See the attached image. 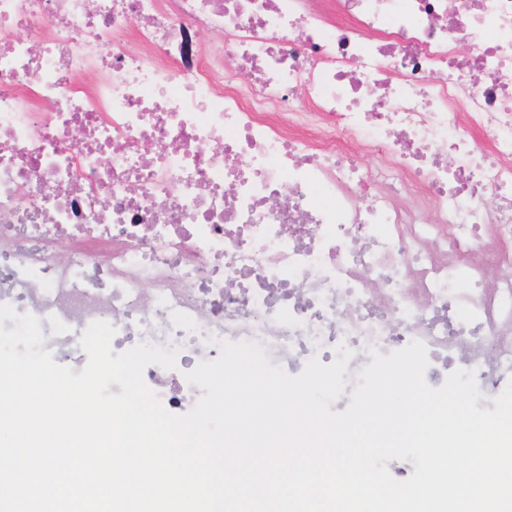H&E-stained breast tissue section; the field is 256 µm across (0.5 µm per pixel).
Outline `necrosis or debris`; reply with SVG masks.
<instances>
[{
	"label": "necrosis or debris",
	"mask_w": 512,
	"mask_h": 512,
	"mask_svg": "<svg viewBox=\"0 0 512 512\" xmlns=\"http://www.w3.org/2000/svg\"><path fill=\"white\" fill-rule=\"evenodd\" d=\"M330 2L0 0V305L43 349L81 365L96 320L191 367L343 345L349 395L418 340L432 387L512 381V0Z\"/></svg>",
	"instance_id": "4bbe7bcc"
}]
</instances>
